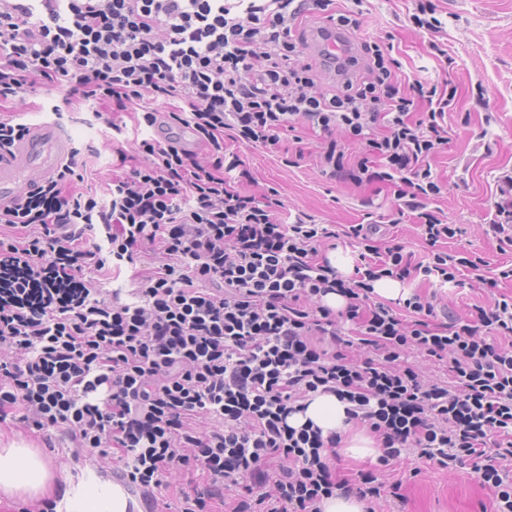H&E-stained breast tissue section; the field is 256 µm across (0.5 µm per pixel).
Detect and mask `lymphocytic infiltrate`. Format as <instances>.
I'll use <instances>...</instances> for the list:
<instances>
[{
  "instance_id": "f902f5d3",
  "label": "lymphocytic infiltrate",
  "mask_w": 512,
  "mask_h": 512,
  "mask_svg": "<svg viewBox=\"0 0 512 512\" xmlns=\"http://www.w3.org/2000/svg\"><path fill=\"white\" fill-rule=\"evenodd\" d=\"M334 0H0V101L38 84H61L67 104L109 100L104 124L142 103L144 163L115 176L107 198L74 188L69 155L33 181L0 223V421L51 443L63 432L74 455L116 461L125 485L152 494L172 468L188 475L176 512H321L341 494L377 512V472L336 476L339 433L295 427L306 400L329 393L378 436L381 465L409 448L446 468L471 462L512 498V296L474 307L466 322L439 317L413 295L397 314L367 305L377 280L412 274L456 281L477 261L437 251L461 236L434 200L431 157L448 143L456 93L401 75L391 46L364 40L362 73L322 87L295 31L312 14L361 26L357 7ZM192 126L201 152L153 142L159 117ZM320 131L323 173L356 185L393 186L434 252L413 262L401 244H377L376 224L343 237L376 254L354 281L320 254L327 228L310 216L283 221L244 191L252 174L225 140L274 146L296 127ZM368 155L349 163L334 133ZM487 226L512 252V175L499 178ZM138 269L129 299L103 298L96 278L110 261ZM346 299L329 306L327 295ZM359 321L363 351L341 320ZM449 360L448 379L425 381L406 347ZM216 417L222 426L196 428Z\"/></svg>"
}]
</instances>
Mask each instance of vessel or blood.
Listing matches in <instances>:
<instances>
[{"label":"vessel or blood","instance_id":"1","mask_svg":"<svg viewBox=\"0 0 512 512\" xmlns=\"http://www.w3.org/2000/svg\"><path fill=\"white\" fill-rule=\"evenodd\" d=\"M307 55L320 58L325 63V75L336 82L352 79L356 67L352 62L358 57L359 42L356 37L332 23H320L304 33ZM153 136L162 143L177 149L193 150L198 146L191 127L179 125L167 130L154 127ZM65 139L59 127L52 122L33 126L30 134L19 142L9 162L0 163V207L12 206L28 189V174L38 171L51 176L62 161V143Z\"/></svg>","mask_w":512,"mask_h":512}]
</instances>
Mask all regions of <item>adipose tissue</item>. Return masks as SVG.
I'll list each match as a JSON object with an SVG mask.
<instances>
[{"instance_id":"adipose-tissue-1","label":"adipose tissue","mask_w":512,"mask_h":512,"mask_svg":"<svg viewBox=\"0 0 512 512\" xmlns=\"http://www.w3.org/2000/svg\"><path fill=\"white\" fill-rule=\"evenodd\" d=\"M347 402L333 394L312 397L304 412L293 415L289 423L299 426L313 422L322 432L344 434L343 452L359 459L375 455L374 440L364 432L353 430L347 420ZM56 472L45 456L35 448L16 444L0 448V494L23 501H36L46 496L56 483ZM69 488L60 501L56 512H129V497L117 484L97 481L90 476L79 477L65 474Z\"/></svg>"}]
</instances>
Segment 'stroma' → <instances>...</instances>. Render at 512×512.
Returning a JSON list of instances; mask_svg holds the SVG:
<instances>
[{"label": "stroma", "mask_w": 512, "mask_h": 512, "mask_svg": "<svg viewBox=\"0 0 512 512\" xmlns=\"http://www.w3.org/2000/svg\"><path fill=\"white\" fill-rule=\"evenodd\" d=\"M443 29L432 35L409 19L413 0H366L359 39H384L393 44V55L406 77L448 83L456 89V108L448 119L450 143L431 160L433 170L447 190L437 201L449 223L460 225L461 238L448 241L446 251L461 257L483 258L498 266L506 257L495 240L483 232L496 194L497 179L512 173V0H433ZM448 46L449 61L429 52L430 41ZM57 85H42L18 93L0 109L4 116L34 124L56 120L66 132L70 147L79 149L87 174L98 196H106L117 165V149L134 153L136 129L141 118L137 104L115 113V129H108L93 115L89 104L67 105ZM300 143L304 157L286 161L285 149ZM320 138L300 128L285 133L278 146H241L237 152L252 171L256 195L275 191L281 203L280 218L296 213L311 215L318 224L339 231L351 224L390 219L392 236L416 260H424L429 247L420 238L410 217H397L391 190L357 187L322 175L315 156ZM403 297L418 294L437 297L455 316L468 318L474 306L493 308L499 295H512V281L495 290L466 284H440L437 277L417 273L402 284ZM25 444L41 449L56 473L89 469L97 478L115 483L111 463L92 454L74 457L71 445L56 437L53 447L9 419L0 422V444ZM386 503L384 512H512L496 489L484 483L471 464L440 468L407 451L382 469Z\"/></svg>", "instance_id": "stroma-1"}]
</instances>
